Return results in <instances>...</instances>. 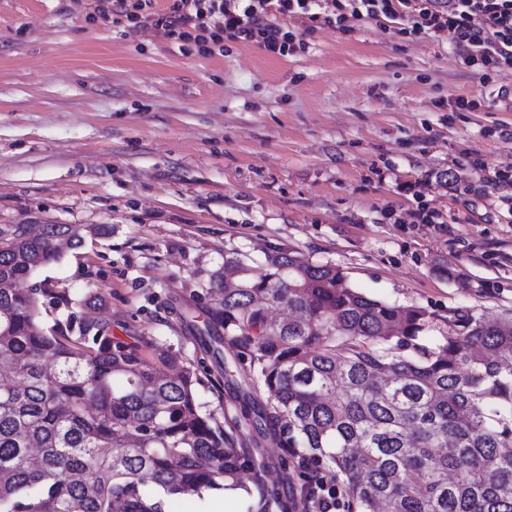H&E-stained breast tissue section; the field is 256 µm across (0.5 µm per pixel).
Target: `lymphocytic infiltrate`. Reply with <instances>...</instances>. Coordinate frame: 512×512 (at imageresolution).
<instances>
[{"label":"lymphocytic infiltrate","mask_w":512,"mask_h":512,"mask_svg":"<svg viewBox=\"0 0 512 512\" xmlns=\"http://www.w3.org/2000/svg\"><path fill=\"white\" fill-rule=\"evenodd\" d=\"M95 13L129 36L154 29L183 52L209 54L233 40L283 57L305 46L290 18L341 28L352 19H398L406 35L447 33L483 80L512 69V0H168L162 10L155 0H98Z\"/></svg>","instance_id":"f902f5d3"}]
</instances>
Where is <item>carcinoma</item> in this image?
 <instances>
[{
	"label": "carcinoma",
	"mask_w": 512,
	"mask_h": 512,
	"mask_svg": "<svg viewBox=\"0 0 512 512\" xmlns=\"http://www.w3.org/2000/svg\"><path fill=\"white\" fill-rule=\"evenodd\" d=\"M82 240L73 224L0 227V512H168L205 489L243 491L247 512H318L321 482L341 512H512V318L457 312L434 338L425 310L333 265L227 258L203 325L180 314L238 389L220 423L155 338L127 342L66 293L18 287ZM42 297L64 310L49 331ZM244 426L258 435L245 446ZM267 436L299 477L289 496L264 480Z\"/></svg>",
	"instance_id": "obj_1"
}]
</instances>
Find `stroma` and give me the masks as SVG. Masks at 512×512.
Segmentation results:
<instances>
[{
	"label": "stroma",
	"instance_id": "1",
	"mask_svg": "<svg viewBox=\"0 0 512 512\" xmlns=\"http://www.w3.org/2000/svg\"><path fill=\"white\" fill-rule=\"evenodd\" d=\"M93 7L0 0V225L104 229L27 287L104 294L113 335L180 354L219 420L233 392L177 313L208 306L226 258L290 250L441 329L512 316V71L484 82L447 34L397 20L320 25L274 58L184 53Z\"/></svg>",
	"mask_w": 512,
	"mask_h": 512
}]
</instances>
